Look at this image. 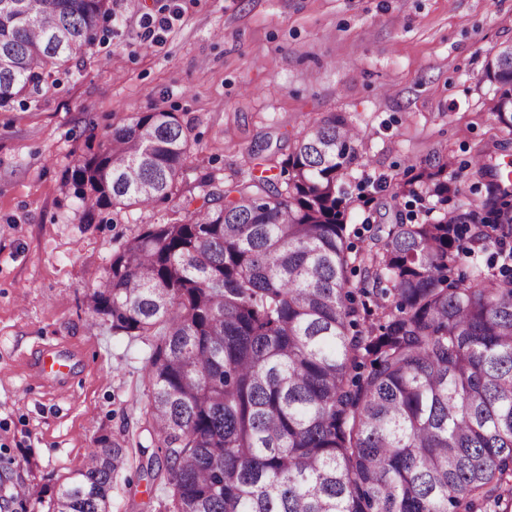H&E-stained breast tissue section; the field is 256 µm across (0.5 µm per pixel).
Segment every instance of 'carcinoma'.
<instances>
[{"label":"carcinoma","mask_w":512,"mask_h":512,"mask_svg":"<svg viewBox=\"0 0 512 512\" xmlns=\"http://www.w3.org/2000/svg\"><path fill=\"white\" fill-rule=\"evenodd\" d=\"M110 0H0V108L55 85L94 44ZM512 135V50L489 64ZM190 151L172 112L116 126L68 170L87 214L172 195ZM362 139L341 113L307 125L267 176L211 191L122 245L87 326L156 336L146 475L165 512H512L511 174L484 180L482 212L419 175L428 218L350 242L348 171ZM439 212L438 217L429 214ZM496 248L501 264L478 263ZM133 448L97 440L87 463L23 512H109Z\"/></svg>","instance_id":"obj_1"}]
</instances>
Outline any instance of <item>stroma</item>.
Masks as SVG:
<instances>
[{
  "label": "stroma",
  "mask_w": 512,
  "mask_h": 512,
  "mask_svg": "<svg viewBox=\"0 0 512 512\" xmlns=\"http://www.w3.org/2000/svg\"><path fill=\"white\" fill-rule=\"evenodd\" d=\"M112 31L59 86L0 109V502L21 512L15 486L51 495L84 468L100 436L143 426V375L157 343L89 329L87 297L112 255L150 224L201 206L279 166L307 124L344 113L363 141L350 191L374 195L349 222L409 214L397 185L444 166L452 206L485 197L471 174L479 150L512 166V136L489 103L486 71L512 45V0H111ZM172 16L162 44L145 46L147 15ZM175 113L191 150L171 197L87 217L65 181L113 126L141 112ZM66 379L45 378V351ZM163 485L129 465L111 512H159Z\"/></svg>",
  "instance_id": "stroma-1"
}]
</instances>
